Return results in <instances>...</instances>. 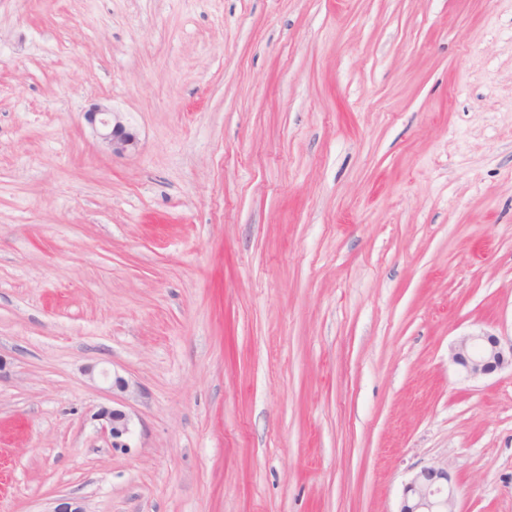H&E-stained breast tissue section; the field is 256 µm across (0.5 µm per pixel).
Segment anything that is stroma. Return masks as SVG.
Masks as SVG:
<instances>
[{
  "mask_svg": "<svg viewBox=\"0 0 512 512\" xmlns=\"http://www.w3.org/2000/svg\"><path fill=\"white\" fill-rule=\"evenodd\" d=\"M479 328L512 0H0V512H399L433 465L512 512V369L449 360ZM86 118L91 125H99V134L114 155H124L135 149L136 134L121 121H114V112L104 105L96 104L87 111ZM101 421V432L112 439V445L122 448V438L131 432V416L122 408L104 407L97 414Z\"/></svg>",
  "mask_w": 512,
  "mask_h": 512,
  "instance_id": "1",
  "label": "stroma"
}]
</instances>
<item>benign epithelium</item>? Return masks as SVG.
Returning <instances> with one entry per match:
<instances>
[{
  "mask_svg": "<svg viewBox=\"0 0 512 512\" xmlns=\"http://www.w3.org/2000/svg\"><path fill=\"white\" fill-rule=\"evenodd\" d=\"M92 125H99L100 136L114 155H124L135 149L136 134L114 112L96 104L86 112ZM450 359L468 378L487 376L507 367L512 368V340L505 342L499 336L479 329L461 336L450 349ZM101 432L122 447V438L131 432V416L122 408L104 407L97 414ZM456 487L442 466L421 469L405 485L399 512H452Z\"/></svg>",
  "mask_w": 512,
  "mask_h": 512,
  "instance_id": "7a95c632",
  "label": "benign epithelium"
}]
</instances>
